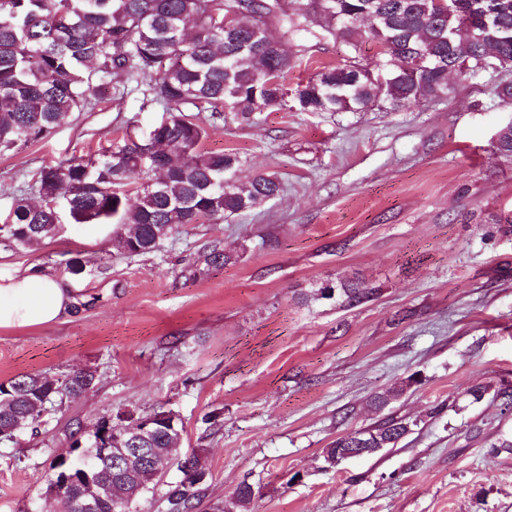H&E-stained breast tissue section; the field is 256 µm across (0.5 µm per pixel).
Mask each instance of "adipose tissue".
I'll return each mask as SVG.
<instances>
[{
    "label": "adipose tissue",
    "instance_id": "obj_1",
    "mask_svg": "<svg viewBox=\"0 0 512 512\" xmlns=\"http://www.w3.org/2000/svg\"><path fill=\"white\" fill-rule=\"evenodd\" d=\"M71 302L65 280L23 270L0 284V328L54 323L68 315Z\"/></svg>",
    "mask_w": 512,
    "mask_h": 512
}]
</instances>
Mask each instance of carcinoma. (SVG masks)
<instances>
[{"label":"carcinoma","mask_w":512,"mask_h":512,"mask_svg":"<svg viewBox=\"0 0 512 512\" xmlns=\"http://www.w3.org/2000/svg\"><path fill=\"white\" fill-rule=\"evenodd\" d=\"M465 0H318L325 19L345 38L355 20L368 17V36L383 46L387 97L397 105L448 94V61L461 55L469 70L479 69L485 47L497 53L502 69L512 67V0H476L494 13L486 31L466 23ZM244 9L260 18L276 15L279 0H0V151L48 135L66 116L82 111L107 85L119 92L134 86L143 103L162 106V118L149 133L157 163L141 160L140 138L126 133L98 157L73 154L43 167L33 188L60 202L72 223L115 221L113 240L127 256L150 254L186 224L203 218L255 209L278 196L282 182L275 173L243 182L237 178L242 159L230 152H205L207 128L226 122L253 123L262 110L353 112L376 97V83L356 62L323 68L288 92L281 79L291 60L281 38L266 27L247 23L235 35L224 33V14ZM497 153L512 159V126L504 127ZM137 185V201L128 206L114 189ZM59 211L34 205L18 195L7 221L0 224L5 246L26 248L59 233ZM374 290L340 283L337 297L355 306ZM94 371L77 369L63 380L22 375L0 383V443H12L26 429L36 431L55 399L77 397L95 386ZM122 414L102 420L83 451L112 438ZM409 432L405 420L389 416L371 431L350 432L324 450L350 448L362 437L393 448ZM182 428L166 423L151 435L152 462L169 463L181 479L167 491L168 512H196L205 483L199 454L181 453ZM80 455L53 461L47 477L72 473ZM139 479L104 466V490L97 512H116V502L148 487ZM255 490L237 486L232 512H249Z\"/></svg>","instance_id":"obj_1"}]
</instances>
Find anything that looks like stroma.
Listing matches in <instances>:
<instances>
[{"label": "stroma", "mask_w": 512, "mask_h": 512, "mask_svg": "<svg viewBox=\"0 0 512 512\" xmlns=\"http://www.w3.org/2000/svg\"><path fill=\"white\" fill-rule=\"evenodd\" d=\"M307 20L288 42L286 88L354 55L380 75L383 50L364 31L336 37L314 4ZM510 80L457 73L447 96L408 106L381 94L355 112L227 120L203 150L238 154L244 179L278 172L281 194L183 227L155 253L119 257L94 224L0 246V283L32 267L73 288L59 322L0 328V383L97 376L38 433L0 445V512H57L46 473L73 432L159 408L180 419L183 451L207 469L197 512L243 482L256 491L251 512H512V159L496 151L512 104L492 93ZM161 115L140 95L110 94L1 152L0 221L42 167L97 155ZM215 248L230 262L207 264ZM75 258L86 262L77 275ZM349 278L374 297L352 308L315 299ZM400 385L386 411L374 409L375 395ZM389 414L409 424L395 447L326 466L333 441Z\"/></svg>", "instance_id": "obj_1"}]
</instances>
